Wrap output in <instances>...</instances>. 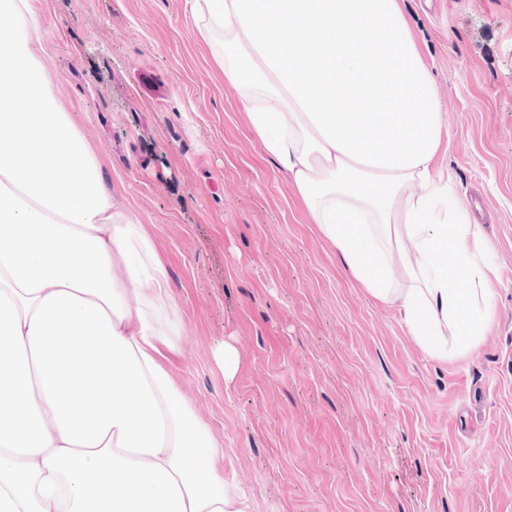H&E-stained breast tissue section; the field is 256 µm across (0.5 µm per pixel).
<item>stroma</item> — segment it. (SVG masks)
Segmentation results:
<instances>
[{"label": "stroma", "instance_id": "obj_1", "mask_svg": "<svg viewBox=\"0 0 512 512\" xmlns=\"http://www.w3.org/2000/svg\"><path fill=\"white\" fill-rule=\"evenodd\" d=\"M32 4L46 72L169 270L184 334L164 364L253 512H512V0H404L450 131L440 162L500 278L458 364L346 280L184 0ZM215 361L223 372L225 381H231L239 367V352L233 344L223 342L215 351Z\"/></svg>", "mask_w": 512, "mask_h": 512}]
</instances>
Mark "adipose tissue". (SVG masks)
Listing matches in <instances>:
<instances>
[{
    "instance_id": "adipose-tissue-1",
    "label": "adipose tissue",
    "mask_w": 512,
    "mask_h": 512,
    "mask_svg": "<svg viewBox=\"0 0 512 512\" xmlns=\"http://www.w3.org/2000/svg\"><path fill=\"white\" fill-rule=\"evenodd\" d=\"M187 2L352 285L426 358L473 354L498 274L403 0ZM0 42V512H251L160 360L184 333L168 270L46 75L31 0H0Z\"/></svg>"
}]
</instances>
